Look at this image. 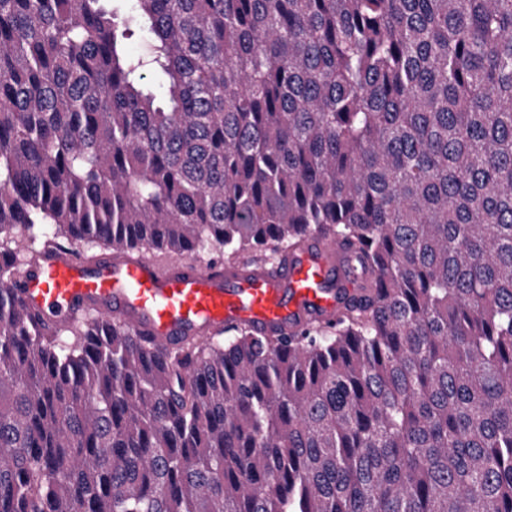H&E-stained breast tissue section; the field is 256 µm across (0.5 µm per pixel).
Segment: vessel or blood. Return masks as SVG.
Returning a JSON list of instances; mask_svg holds the SVG:
<instances>
[{
    "label": "vessel or blood",
    "mask_w": 512,
    "mask_h": 512,
    "mask_svg": "<svg viewBox=\"0 0 512 512\" xmlns=\"http://www.w3.org/2000/svg\"><path fill=\"white\" fill-rule=\"evenodd\" d=\"M346 266L342 246L318 236L270 268L250 260L220 268L190 261L161 266L130 252L91 266L72 252L51 250L14 271L10 286L34 315L76 320L93 308L169 345L227 325L287 336L305 323L335 320L356 287Z\"/></svg>",
    "instance_id": "1"
}]
</instances>
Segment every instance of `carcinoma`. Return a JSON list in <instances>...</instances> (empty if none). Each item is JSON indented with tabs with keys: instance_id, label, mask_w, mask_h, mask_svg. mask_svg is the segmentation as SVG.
Listing matches in <instances>:
<instances>
[{
	"instance_id": "cac0c4a2",
	"label": "carcinoma",
	"mask_w": 512,
	"mask_h": 512,
	"mask_svg": "<svg viewBox=\"0 0 512 512\" xmlns=\"http://www.w3.org/2000/svg\"><path fill=\"white\" fill-rule=\"evenodd\" d=\"M37 230L360 284L155 348L34 316ZM0 512H512V0H0Z\"/></svg>"
}]
</instances>
